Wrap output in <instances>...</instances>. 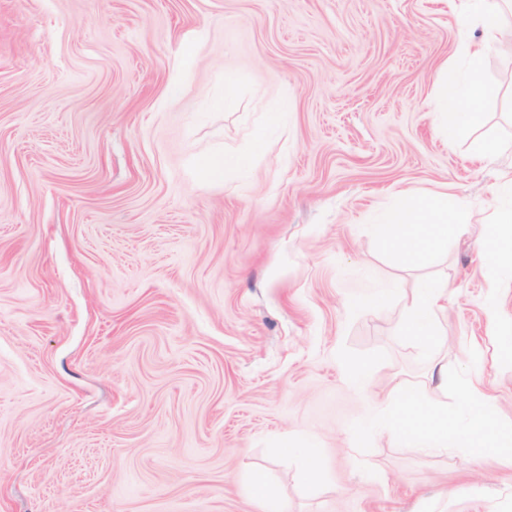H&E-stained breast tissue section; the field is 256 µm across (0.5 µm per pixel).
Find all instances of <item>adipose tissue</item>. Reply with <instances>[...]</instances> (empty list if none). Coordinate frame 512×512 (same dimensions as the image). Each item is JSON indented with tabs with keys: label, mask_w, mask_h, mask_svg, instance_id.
Wrapping results in <instances>:
<instances>
[{
	"label": "adipose tissue",
	"mask_w": 512,
	"mask_h": 512,
	"mask_svg": "<svg viewBox=\"0 0 512 512\" xmlns=\"http://www.w3.org/2000/svg\"><path fill=\"white\" fill-rule=\"evenodd\" d=\"M464 26H479L483 38L466 46L464 71L447 65L437 84L434 103L440 126L446 138H455L462 125L478 121L479 104L494 90L481 79L484 59L489 49H512V26L503 22L489 0H459ZM461 199L445 194L422 196L411 209L390 210L373 232L385 244L397 249L412 264L443 251L448 244ZM446 288L431 283L420 288L407 309L405 336L431 340L437 334L435 318L442 309ZM398 400L390 415L388 427L405 445L417 448H466L477 461H490L512 454V421L497 425L495 436H488L486 425L493 406L481 391H474L471 400V421L459 429L454 413L441 406L420 401L413 386L397 389Z\"/></svg>",
	"instance_id": "obj_1"
}]
</instances>
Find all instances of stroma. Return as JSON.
Here are the masks:
<instances>
[{"instance_id": "1", "label": "stroma", "mask_w": 512, "mask_h": 512, "mask_svg": "<svg viewBox=\"0 0 512 512\" xmlns=\"http://www.w3.org/2000/svg\"><path fill=\"white\" fill-rule=\"evenodd\" d=\"M460 24L454 0H0V512H512V460L384 426L435 361L449 410L478 382L512 420L486 314L512 317V271L481 254L512 196L476 151L512 141V55L447 140L437 80L482 38ZM443 189L467 202L447 250L373 236ZM432 281L439 336L407 340ZM251 162L248 154L237 156H213L203 160L202 165L211 179H222L227 171L242 169L247 167Z\"/></svg>"}]
</instances>
